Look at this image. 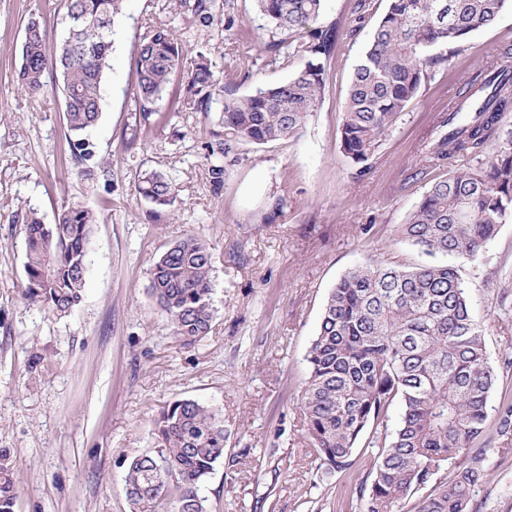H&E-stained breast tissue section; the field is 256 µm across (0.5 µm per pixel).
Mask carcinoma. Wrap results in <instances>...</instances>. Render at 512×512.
Listing matches in <instances>:
<instances>
[{"instance_id": "carcinoma-1", "label": "carcinoma", "mask_w": 512, "mask_h": 512, "mask_svg": "<svg viewBox=\"0 0 512 512\" xmlns=\"http://www.w3.org/2000/svg\"><path fill=\"white\" fill-rule=\"evenodd\" d=\"M512 0H388L348 85L340 123V148L365 168L409 102L444 61L439 45L461 47L494 25ZM127 0H64L66 33L51 52L44 22L24 30L18 86L29 95L45 91L53 74L64 101V121L78 174L106 171L89 132L101 118L102 86L113 49L116 20ZM275 35L262 51L301 57L305 66L287 80L239 95L213 70L205 53L187 58L169 30L145 36L135 62V99L142 119L148 104L171 80L185 79L188 112L217 111L223 131L210 132L205 159L214 194L227 170L244 159V148L288 140L305 126L322 100L339 28L322 23L324 0H254ZM188 29L215 25L230 32L235 17L218 0H175ZM512 52L487 62L436 125L422 148L428 165L469 156L476 164L453 168L421 196L398 237L430 256L474 259L498 227L512 219ZM505 142L485 153L494 135ZM137 193L157 208L177 196L160 172L144 174ZM11 223L23 226L26 283L23 299L57 315L82 298L88 247L97 213L75 204L43 222L37 209L17 205ZM211 252L195 235L174 243L153 265L150 293L173 335L190 345L212 328ZM308 379L300 409L310 455L325 474L347 470L359 443L366 445L374 478L360 490L364 512H470L483 458L469 456L488 419L496 376L483 332L458 268L448 263L415 267L366 261L341 277L328 293L319 329L306 357ZM401 406L389 427L388 412ZM501 435L512 433V402L498 409ZM154 447L131 460L126 495L136 512H155L165 501L174 512H207L202 483L224 458V421L208 404L182 399L153 419ZM456 469L452 481L440 477ZM18 478L0 453V512H15Z\"/></svg>"}]
</instances>
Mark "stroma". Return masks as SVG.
<instances>
[{"label": "stroma", "mask_w": 512, "mask_h": 512, "mask_svg": "<svg viewBox=\"0 0 512 512\" xmlns=\"http://www.w3.org/2000/svg\"><path fill=\"white\" fill-rule=\"evenodd\" d=\"M355 0H325L324 23L346 35L333 57L317 110L298 136L250 147L210 190L205 143L215 114L180 111L170 84L141 121L133 94L143 36L172 28L195 56L247 94L291 77L302 58L261 53L272 31L252 0H229L238 31L185 33L170 0H129L115 25L102 114L92 134L109 161L105 176L81 178L65 138L61 95H25L16 68L25 25L45 20L49 46L64 34V0H0V451L21 483L17 512H133L125 492L129 461L154 445L152 422L173 401L193 398L224 419V458L201 486L209 512H362L370 465L326 476L304 442L299 409L306 354L329 289L373 259L406 266L430 258L396 229L423 192L447 176L421 169L417 148L435 116L487 61L488 46L512 47V8L475 32L422 87L369 163L352 166L339 126L353 69L387 0H372L361 25ZM163 172L176 186L170 207L139 197V172ZM45 223L81 204L99 213L81 302L65 316L29 305L25 239L11 223L17 204ZM189 234L212 255L214 317L207 336L184 346L149 293L150 269ZM496 374L487 429L472 451L485 457L475 512H512V452L497 411L512 399V221L474 260L457 262Z\"/></svg>", "instance_id": "obj_1"}]
</instances>
